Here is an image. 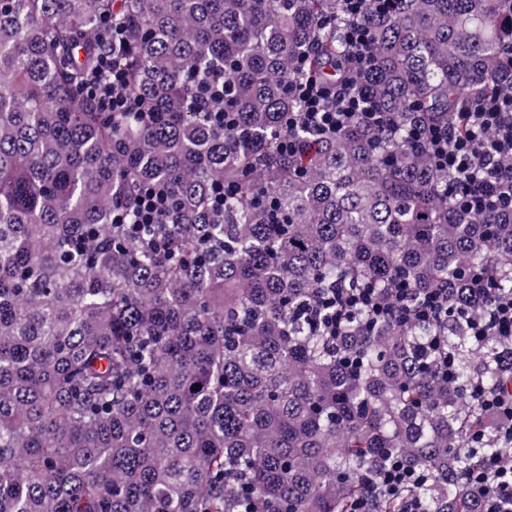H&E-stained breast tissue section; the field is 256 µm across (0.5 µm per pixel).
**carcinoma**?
<instances>
[{
	"mask_svg": "<svg viewBox=\"0 0 512 512\" xmlns=\"http://www.w3.org/2000/svg\"><path fill=\"white\" fill-rule=\"evenodd\" d=\"M113 17L143 112L85 90ZM363 22L375 65L353 72L341 0H0V512H349L394 456L431 474L422 512H484L463 475L502 420L473 391L512 381V343L464 318L487 312L478 274L512 291V212L454 206L411 133L512 93V0ZM302 76L351 81L391 127L288 130ZM154 184L169 208L137 224ZM398 284L451 312L355 311L338 336L310 315Z\"/></svg>",
	"mask_w": 512,
	"mask_h": 512,
	"instance_id": "1",
	"label": "carcinoma"
}]
</instances>
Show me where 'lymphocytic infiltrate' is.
I'll use <instances>...</instances> for the list:
<instances>
[{
  "mask_svg": "<svg viewBox=\"0 0 512 512\" xmlns=\"http://www.w3.org/2000/svg\"><path fill=\"white\" fill-rule=\"evenodd\" d=\"M350 23L344 32L345 42L354 50L350 64L356 69L371 65V35L359 18L368 6H380L387 0H343ZM128 75L114 64L111 55H101L96 71L87 85L89 94L98 99L108 112H140L143 102L126 91ZM293 91L304 109L288 113V127L305 126L317 131H337L360 117L374 128L390 124L385 112L369 111L363 92L351 83L324 87L310 80H295ZM464 130L455 125L434 126L429 130L430 155L448 172V197L454 205L481 215L491 208L512 211V98L491 95L469 103L463 115ZM489 302L485 315L466 318L471 335L493 334L512 340V293L495 288L485 289ZM337 314L353 309H367L373 319L396 315L409 320L414 316L413 299L407 289L396 288L380 299L363 290L334 293ZM487 409L506 419L501 430L503 449L485 458L481 466L468 471L464 479L485 498L486 512H512V395L486 396ZM426 471L392 459L376 477L367 496L353 503V512H377L380 499L397 497L403 512H421L413 490L426 480Z\"/></svg>",
  "mask_w": 512,
  "mask_h": 512,
  "instance_id": "1",
  "label": "lymphocytic infiltrate"
}]
</instances>
